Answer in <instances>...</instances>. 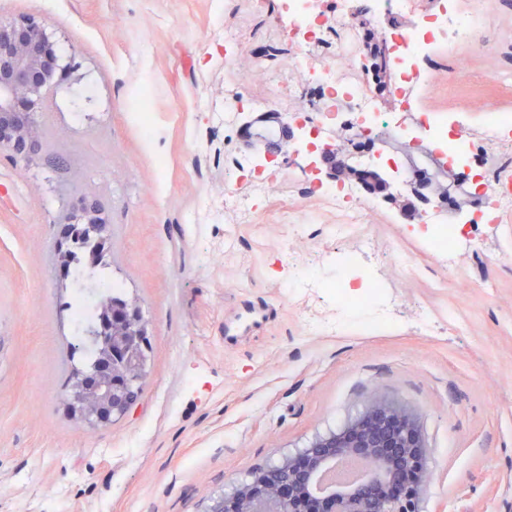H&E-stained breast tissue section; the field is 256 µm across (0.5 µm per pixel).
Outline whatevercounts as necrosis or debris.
Returning <instances> with one entry per match:
<instances>
[{
  "mask_svg": "<svg viewBox=\"0 0 512 512\" xmlns=\"http://www.w3.org/2000/svg\"><path fill=\"white\" fill-rule=\"evenodd\" d=\"M377 2L375 23L384 26L383 36L393 49L392 68L397 75L394 93L401 101L400 111H380L370 80L355 66L364 30L357 20L355 0H335L328 13L317 10L316 0H281L295 36L294 59L286 72L271 81L265 97H253L245 86H238L235 109L249 104L272 111L285 101H293L291 120L303 125L308 142L316 146L331 141L335 130L349 127L348 161L355 177L372 172L380 164L401 170L411 163L427 171L451 163L466 167L465 190L477 203L471 213L473 224L498 223L512 212V161L504 154L505 148L512 146V112L483 104L490 120L479 136L471 137L465 132L468 116L420 112L415 107L418 90L427 80L419 63L434 52L448 55L456 66L457 78H470L467 57L475 34L491 21L489 5L467 9L460 0H432L428 6L423 0ZM314 46L322 47L326 58L325 65L316 69L309 67L307 57L308 49ZM302 88L319 92L323 106L296 105ZM243 181L249 192H240ZM268 187L264 170L250 160H238L227 176L224 204L251 217L256 211L257 193ZM300 195L344 216V223L336 227L340 236L347 234L350 222L367 209L352 181L320 183L310 179L301 182ZM418 222V243L436 256L454 257L463 227L449 223L443 205H426ZM285 259L289 281L302 288L322 289L336 303L335 313L306 319V334H333L357 313L369 323L387 325V318L376 312L386 285L373 275L352 285L354 253H346L344 265L331 277L322 276L313 262L293 254H286Z\"/></svg>",
  "mask_w": 512,
  "mask_h": 512,
  "instance_id": "obj_1",
  "label": "necrosis or debris"
}]
</instances>
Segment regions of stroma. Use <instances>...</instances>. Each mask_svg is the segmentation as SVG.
Masks as SVG:
<instances>
[{"label":"stroma","mask_w":512,"mask_h":512,"mask_svg":"<svg viewBox=\"0 0 512 512\" xmlns=\"http://www.w3.org/2000/svg\"><path fill=\"white\" fill-rule=\"evenodd\" d=\"M476 37L474 81L437 74L423 109L467 112L480 131L492 102L512 110V0H489ZM47 24L69 75L41 117L46 143L29 162L0 153V512H207L256 469L340 429L374 398L413 412L433 480L421 512H512V214L462 241L452 271L411 241L405 194L390 171L383 202L336 238L341 216L308 203L325 235L286 223L309 169L286 136L269 141L257 113L225 119L235 77L224 36L255 97L287 69L293 48L278 0H0V19ZM147 104L145 140L133 114ZM272 150L293 181L261 204L255 222L222 210L187 218L201 198L224 200V168ZM105 202L112 247L95 279L117 278L149 322L148 376L131 413L96 430L60 404L78 332L66 310L76 286L54 258L59 217L87 191ZM373 250L360 252L364 237ZM336 267L359 251L387 285L388 328L352 322L307 337L302 320L329 312L314 289L288 286L281 246ZM425 267L406 279L390 253ZM448 276V287L434 286ZM268 310L243 329L251 307Z\"/></svg>","instance_id":"35a3bbf8"}]
</instances>
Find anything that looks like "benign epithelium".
<instances>
[{
	"label": "benign epithelium",
	"mask_w": 512,
	"mask_h": 512,
	"mask_svg": "<svg viewBox=\"0 0 512 512\" xmlns=\"http://www.w3.org/2000/svg\"><path fill=\"white\" fill-rule=\"evenodd\" d=\"M64 71L45 24L29 17L0 20V152L15 162H27L41 148V112ZM335 155L336 148L324 146L313 171L337 175L328 166ZM103 213L98 196L87 192L60 223L77 218L98 224V239L104 241ZM105 315L112 322L93 327L91 333L103 361L61 393L69 413L93 428L126 415L147 376L149 330L139 305L124 300ZM428 454L417 418L398 404L377 399L340 430L282 457L274 464V476H267L265 468L254 471L213 500L207 512H420L422 494L432 480ZM345 459L364 465L363 478L347 489L315 493L317 477Z\"/></svg>",
	"instance_id": "1"
}]
</instances>
